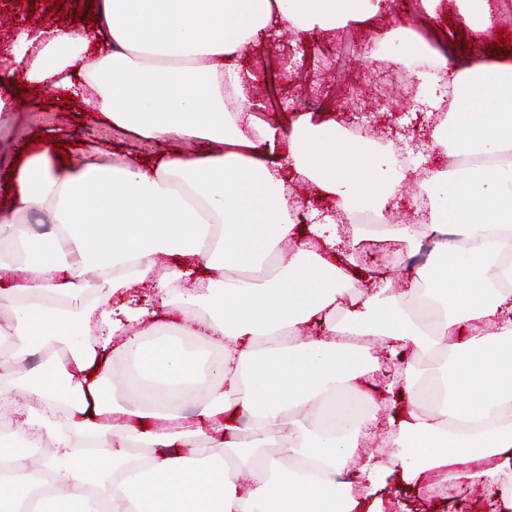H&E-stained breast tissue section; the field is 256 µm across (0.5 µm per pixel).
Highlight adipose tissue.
<instances>
[{
  "label": "adipose tissue",
  "instance_id": "adipose-tissue-1",
  "mask_svg": "<svg viewBox=\"0 0 512 512\" xmlns=\"http://www.w3.org/2000/svg\"><path fill=\"white\" fill-rule=\"evenodd\" d=\"M386 0H88L95 38L83 28L22 31L0 83L49 85L92 95L107 121L146 138L175 133L210 142L170 153L153 171L115 168L80 148L69 159L31 155L0 209V269L11 273L0 318V512H23L47 473L49 494L33 512H377L337 482L362 437L363 418L335 408L305 428L297 409L333 404L371 370L361 340H393L403 364L391 400L428 403L394 419L400 481L438 471L483 484L512 512V64L453 68L454 103L434 146L482 157L438 171L426 184L428 224L361 229L437 249L405 301L386 289L354 294L344 269L294 239L280 177L297 173L342 209L383 212L400 182L388 154L299 117L290 132L244 104L238 58L271 30L326 31L378 14ZM38 212L50 230L32 234ZM295 243L288 263L277 256ZM173 258L154 278L160 257ZM207 275L190 284L182 261ZM157 280L163 307L184 325L159 332L149 309L113 316V297ZM355 310L337 314L344 299ZM322 317L328 334L303 341L299 325ZM140 330L127 335L125 326ZM493 333H483V326ZM124 337L143 382L121 402L102 395L93 371L108 367L94 335ZM453 345H444L445 337ZM65 344L28 378L18 360ZM429 361L418 370L408 353ZM206 394L204 424L183 406ZM248 419L242 431L239 419ZM222 441L226 459L202 463L187 447ZM276 455H268L266 447ZM260 476L247 492L244 471Z\"/></svg>",
  "mask_w": 512,
  "mask_h": 512
}]
</instances>
